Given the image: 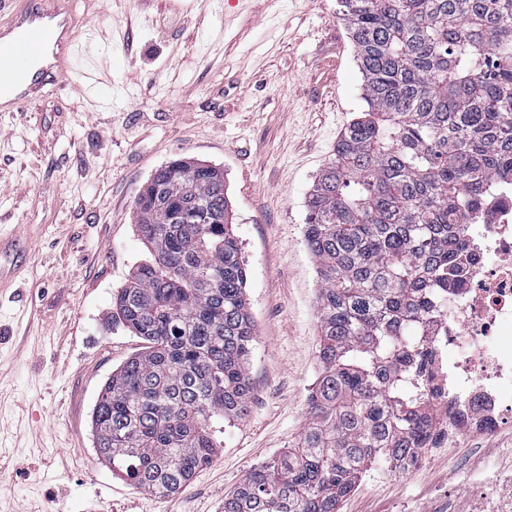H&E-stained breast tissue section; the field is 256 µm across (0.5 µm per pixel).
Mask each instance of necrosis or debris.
<instances>
[{
	"label": "necrosis or debris",
	"mask_w": 512,
	"mask_h": 512,
	"mask_svg": "<svg viewBox=\"0 0 512 512\" xmlns=\"http://www.w3.org/2000/svg\"><path fill=\"white\" fill-rule=\"evenodd\" d=\"M463 220L460 284L427 322L444 448L461 438L512 441V179L485 186ZM455 512H512V467L492 489L473 485Z\"/></svg>",
	"instance_id": "1"
}]
</instances>
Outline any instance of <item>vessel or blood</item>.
Here are the masks:
<instances>
[{"label": "vessel or blood", "mask_w": 512, "mask_h": 512, "mask_svg": "<svg viewBox=\"0 0 512 512\" xmlns=\"http://www.w3.org/2000/svg\"><path fill=\"white\" fill-rule=\"evenodd\" d=\"M22 3L0 25V112L23 111L48 84L61 80L82 94L91 87L89 75H72V48L83 23L74 17L71 0ZM24 249L21 236L0 235V256L7 262L0 283L13 277Z\"/></svg>", "instance_id": "obj_1"}]
</instances>
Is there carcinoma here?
<instances>
[{"instance_id": "carcinoma-1", "label": "carcinoma", "mask_w": 512, "mask_h": 512, "mask_svg": "<svg viewBox=\"0 0 512 512\" xmlns=\"http://www.w3.org/2000/svg\"><path fill=\"white\" fill-rule=\"evenodd\" d=\"M338 3L364 109L306 200L321 369L297 445L224 512H339L374 466L414 464L437 423L423 328L461 271V209L512 176V0ZM134 219L151 259L116 318L146 346L105 381L92 431L112 474L172 495L215 456V421L245 413L254 325L220 170L160 167Z\"/></svg>"}]
</instances>
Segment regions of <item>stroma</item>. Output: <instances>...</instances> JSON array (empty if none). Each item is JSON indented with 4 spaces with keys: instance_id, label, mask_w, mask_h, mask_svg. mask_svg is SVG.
Returning <instances> with one entry per match:
<instances>
[{
    "instance_id": "35a3bbf8",
    "label": "stroma",
    "mask_w": 512,
    "mask_h": 512,
    "mask_svg": "<svg viewBox=\"0 0 512 512\" xmlns=\"http://www.w3.org/2000/svg\"><path fill=\"white\" fill-rule=\"evenodd\" d=\"M74 69L103 62L89 97L62 84L0 112V233L28 260L0 292V512H222L246 474L294 446L316 380L319 282L305 200L362 108L337 0H102ZM184 159L220 169L255 324L245 414L181 492L145 493L98 456L101 388L145 343L110 323L149 259L133 221L148 179ZM484 442L368 471L341 512H448Z\"/></svg>"
}]
</instances>
